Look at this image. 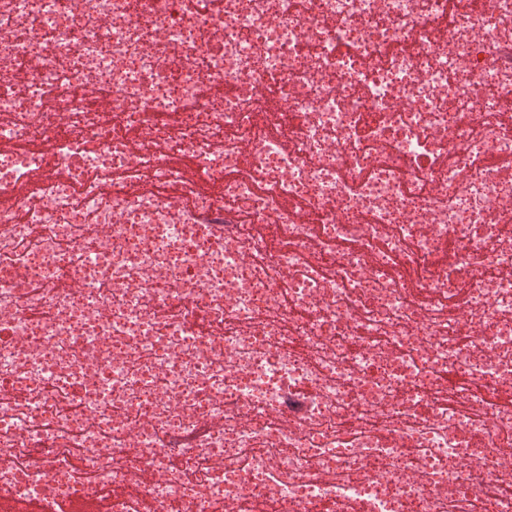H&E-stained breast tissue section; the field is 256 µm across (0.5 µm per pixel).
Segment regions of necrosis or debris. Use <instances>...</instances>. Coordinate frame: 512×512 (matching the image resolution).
Segmentation results:
<instances>
[{"mask_svg":"<svg viewBox=\"0 0 512 512\" xmlns=\"http://www.w3.org/2000/svg\"><path fill=\"white\" fill-rule=\"evenodd\" d=\"M1 140L10 512H512V0H0Z\"/></svg>","mask_w":512,"mask_h":512,"instance_id":"necrosis-or-debris-1","label":"necrosis or debris"}]
</instances>
